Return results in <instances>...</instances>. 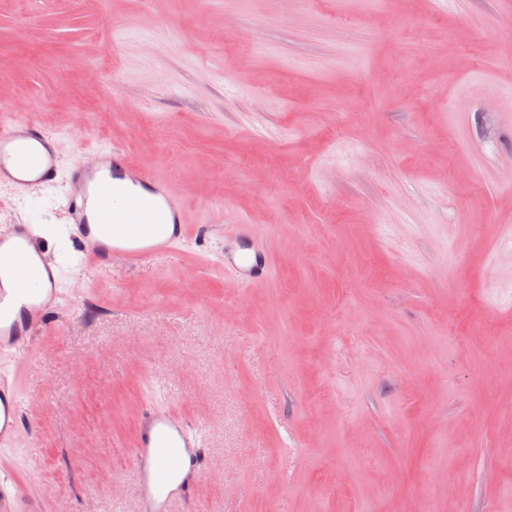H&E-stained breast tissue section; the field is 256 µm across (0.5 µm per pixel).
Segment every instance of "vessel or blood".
Returning a JSON list of instances; mask_svg holds the SVG:
<instances>
[{
    "mask_svg": "<svg viewBox=\"0 0 512 512\" xmlns=\"http://www.w3.org/2000/svg\"><path fill=\"white\" fill-rule=\"evenodd\" d=\"M59 173L55 142L37 125L16 120L0 127V183L31 190L54 184ZM67 194V240L83 259L135 267L168 252L194 235L184 198L156 177L138 174L126 165L124 152L99 149L94 163L74 161ZM36 225L19 223L0 230V355L28 346L59 308V260L38 246ZM244 283L267 280L271 262L258 251L225 258ZM38 272L34 288L21 280ZM22 386L16 376L0 373V446L12 444L24 426ZM133 462L139 512H173L175 503H189L197 475L205 466L200 427L173 416L159 404L149 405L138 426ZM0 512H45L26 485L11 474L0 476Z\"/></svg>",
    "mask_w": 512,
    "mask_h": 512,
    "instance_id": "1",
    "label": "vessel or blood"
}]
</instances>
